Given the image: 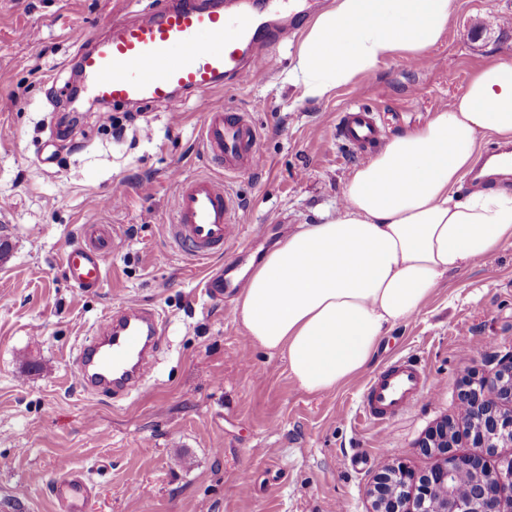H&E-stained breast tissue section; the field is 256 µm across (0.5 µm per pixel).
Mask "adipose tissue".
Wrapping results in <instances>:
<instances>
[{"label":"adipose tissue","instance_id":"adipose-tissue-1","mask_svg":"<svg viewBox=\"0 0 512 512\" xmlns=\"http://www.w3.org/2000/svg\"><path fill=\"white\" fill-rule=\"evenodd\" d=\"M454 6L333 0L303 31L288 78L323 100L391 57L420 59ZM486 136L512 144V60L474 70L448 109L352 170L336 214L301 225L246 270L234 315L260 347L286 355L301 389L361 373L450 275L512 248V187L459 192Z\"/></svg>","mask_w":512,"mask_h":512}]
</instances>
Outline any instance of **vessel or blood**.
<instances>
[{
  "label": "vessel or blood",
  "instance_id": "1",
  "mask_svg": "<svg viewBox=\"0 0 512 512\" xmlns=\"http://www.w3.org/2000/svg\"><path fill=\"white\" fill-rule=\"evenodd\" d=\"M287 0H162L154 11L114 24L102 38L86 40L79 65L84 86L103 106H174L179 94H204L231 80L243 86L265 72L273 51L298 27ZM336 133L358 148L375 143L382 129L363 106L345 109ZM205 155L225 174L242 175L264 164L259 129L249 113L205 109L201 124ZM241 205L223 181L205 175L175 180L170 238L195 262L222 256L237 236ZM116 245L111 225H82L66 251L64 269L84 292L102 288L104 260ZM165 333L153 308L128 303L112 310L73 357L75 378L91 397L121 401L141 392ZM422 368L407 360L391 363L361 394L365 419L384 422L409 411L426 386ZM95 487L82 471L62 468L49 496L56 512H87Z\"/></svg>",
  "mask_w": 512,
  "mask_h": 512
}]
</instances>
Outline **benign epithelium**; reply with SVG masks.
<instances>
[{"label": "benign epithelium", "mask_w": 512, "mask_h": 512, "mask_svg": "<svg viewBox=\"0 0 512 512\" xmlns=\"http://www.w3.org/2000/svg\"><path fill=\"white\" fill-rule=\"evenodd\" d=\"M474 447L489 453L512 446V354L494 370L467 383L460 394ZM448 422L436 426L419 444L436 454L439 464L417 475L391 468L377 476L369 495L372 512H512V455L490 468L475 455L454 449Z\"/></svg>", "instance_id": "7a95c632"}]
</instances>
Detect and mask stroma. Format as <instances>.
I'll return each mask as SVG.
<instances>
[{
  "label": "stroma",
  "instance_id": "1",
  "mask_svg": "<svg viewBox=\"0 0 512 512\" xmlns=\"http://www.w3.org/2000/svg\"><path fill=\"white\" fill-rule=\"evenodd\" d=\"M125 0H0V512H54L60 466L83 470L93 512H370L367 490L393 465L425 473L419 448L459 417L466 379L512 353V248L449 277L422 311L398 324L371 365L336 389L310 394L287 358L253 344L233 314L237 289L214 300L197 264L174 250L172 173L226 178L242 201L240 234L221 266L238 280L302 224L335 210L352 169L369 158L338 138L349 104L376 113L383 139L448 108L472 71L512 60V0H456L445 38L423 59L399 56L332 98H303L287 78L296 38L258 82L167 108L70 112L73 30L107 34ZM251 113L259 170L225 176L203 155L200 102ZM149 126L144 137L140 126ZM84 224H109L117 245L105 281L68 282L64 253ZM159 310L167 329L141 395L88 401L77 388V338L113 308ZM407 358L426 373L413 408L378 423L359 415L364 385Z\"/></svg>",
  "mask_w": 512,
  "mask_h": 512
}]
</instances>
